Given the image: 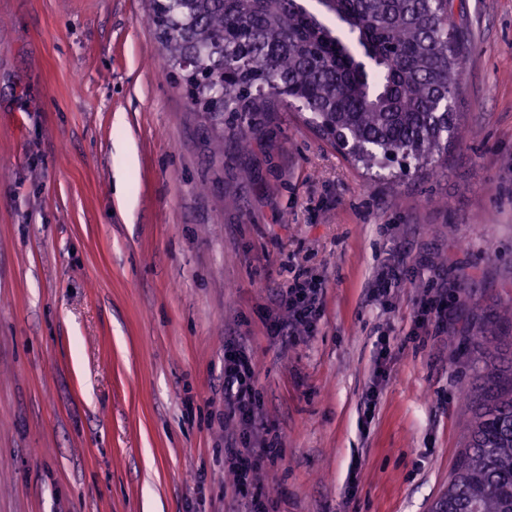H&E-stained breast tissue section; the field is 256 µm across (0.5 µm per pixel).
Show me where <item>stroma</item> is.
Returning <instances> with one entry per match:
<instances>
[{
  "mask_svg": "<svg viewBox=\"0 0 512 512\" xmlns=\"http://www.w3.org/2000/svg\"><path fill=\"white\" fill-rule=\"evenodd\" d=\"M462 4L466 135L393 182L286 108L213 154L148 0H0V512H430L468 436L459 338L512 306V0ZM301 271L321 316L287 340ZM228 342L272 445L245 487ZM322 283L316 279H295L283 290L276 303L285 308L287 317L278 319L275 330L280 336H292L299 331L310 333L314 330L319 316L318 296ZM445 306L436 295H425L416 302V318L421 324L431 321L433 318L438 322L443 317Z\"/></svg>",
  "mask_w": 512,
  "mask_h": 512,
  "instance_id": "1",
  "label": "stroma"
}]
</instances>
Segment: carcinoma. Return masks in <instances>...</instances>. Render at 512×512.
<instances>
[{
    "instance_id": "carcinoma-1",
    "label": "carcinoma",
    "mask_w": 512,
    "mask_h": 512,
    "mask_svg": "<svg viewBox=\"0 0 512 512\" xmlns=\"http://www.w3.org/2000/svg\"><path fill=\"white\" fill-rule=\"evenodd\" d=\"M151 0L171 76L184 83L219 148L248 150L253 119L299 104L308 122L379 175L397 156L432 167L463 137L453 99L467 50L453 0ZM512 307L482 316L464 349L482 404L432 512H512Z\"/></svg>"
}]
</instances>
